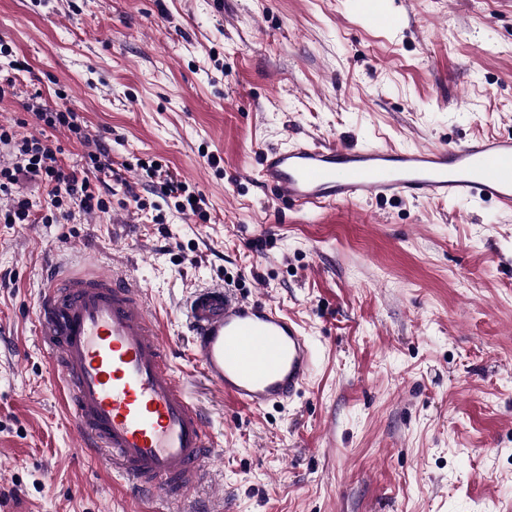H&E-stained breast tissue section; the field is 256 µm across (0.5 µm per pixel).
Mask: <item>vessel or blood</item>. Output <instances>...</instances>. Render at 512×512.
I'll list each match as a JSON object with an SVG mask.
<instances>
[{
	"label": "vessel or blood",
	"instance_id": "1",
	"mask_svg": "<svg viewBox=\"0 0 512 512\" xmlns=\"http://www.w3.org/2000/svg\"><path fill=\"white\" fill-rule=\"evenodd\" d=\"M261 183L302 207L412 198L512 208V135L422 149L300 144L264 152ZM183 312L205 375L242 407L296 396L313 370L307 336L287 312L222 286L195 289ZM78 449L108 460L138 489L189 500L215 445L187 399L144 290L117 274L48 271L33 312Z\"/></svg>",
	"mask_w": 512,
	"mask_h": 512
}]
</instances>
